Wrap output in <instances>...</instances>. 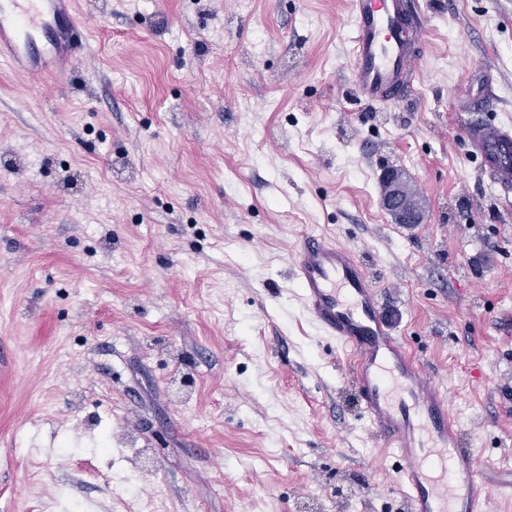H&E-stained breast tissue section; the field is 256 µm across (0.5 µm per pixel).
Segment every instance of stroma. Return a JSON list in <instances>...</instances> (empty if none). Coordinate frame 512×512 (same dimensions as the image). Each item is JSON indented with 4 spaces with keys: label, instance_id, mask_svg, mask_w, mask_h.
<instances>
[{
    "label": "stroma",
    "instance_id": "1",
    "mask_svg": "<svg viewBox=\"0 0 512 512\" xmlns=\"http://www.w3.org/2000/svg\"><path fill=\"white\" fill-rule=\"evenodd\" d=\"M417 93L357 101L347 0H79L73 72L0 58V512H403L305 230L355 247L481 464L512 468V205L459 123L512 124V0H419ZM428 203L380 206L384 166Z\"/></svg>",
    "mask_w": 512,
    "mask_h": 512
}]
</instances>
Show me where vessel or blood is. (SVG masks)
Instances as JSON below:
<instances>
[{
	"mask_svg": "<svg viewBox=\"0 0 512 512\" xmlns=\"http://www.w3.org/2000/svg\"><path fill=\"white\" fill-rule=\"evenodd\" d=\"M73 0H0V56L29 87L75 67L85 24ZM349 69L358 100L385 104L412 94L429 18L409 17L407 0H349ZM481 170L512 191V125L461 114ZM290 277L320 335L346 353L376 443L397 458L396 490L406 512H494L512 496L463 447L438 377L419 367L384 314L378 290L355 248L306 234L288 259Z\"/></svg>",
	"mask_w": 512,
	"mask_h": 512,
	"instance_id": "1",
	"label": "vessel or blood"
}]
</instances>
